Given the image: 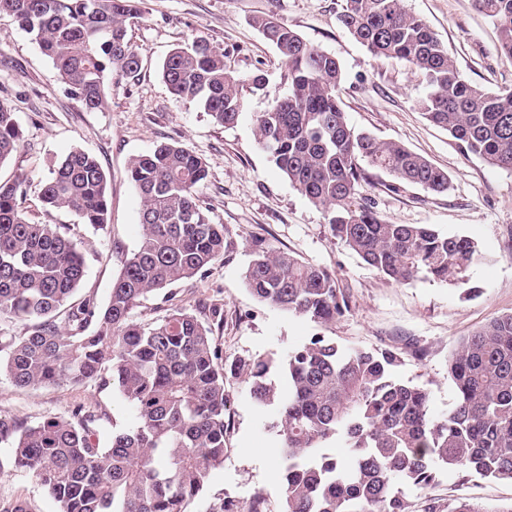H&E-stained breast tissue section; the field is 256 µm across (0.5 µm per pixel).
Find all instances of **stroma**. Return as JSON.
Masks as SVG:
<instances>
[{
    "label": "stroma",
    "instance_id": "stroma-1",
    "mask_svg": "<svg viewBox=\"0 0 512 512\" xmlns=\"http://www.w3.org/2000/svg\"><path fill=\"white\" fill-rule=\"evenodd\" d=\"M342 0H142L129 32L141 59L137 77L114 78L109 106L89 112L58 78L33 37L0 15V102L11 107L22 130L20 146L0 165V182L22 179V209L28 219L62 224L85 259L77 297L105 305L127 254L136 248L141 227L140 199L127 178L130 157L157 144L180 142L208 165L198 194L213 223L228 230L222 260L200 275L172 285V303L199 313L201 304H222L224 323L214 328L225 359L279 355L319 334L320 326L260 302L243 281L251 242L261 238L300 260L334 271L352 296L348 314L328 328L342 345L392 348L402 354V378L426 388L434 417L447 416L455 401L448 357L457 341L490 319L512 312V173L464 155L442 128L418 108L427 88L406 64L375 59L336 21ZM472 82L490 89L512 87V61L497 52L493 25L472 0H406ZM272 15L307 42L336 56L344 69L341 107L349 124L383 140L397 141L447 171L448 189L433 193L400 185L371 171L357 191L390 224H432L475 241L481 258L470 271L477 294L455 285L417 279L390 281L365 266L334 238L323 212L300 195L255 138L253 113L265 110L273 93L288 86V68L276 49L251 26L253 17ZM202 36L223 48L225 62L240 76L244 113L232 126L215 123L196 101L172 96L161 65L174 48ZM264 73L267 90L254 91L249 79ZM95 155L108 177L109 213L105 229L83 225L71 211L46 209L40 193L52 169L72 150ZM230 406L224 416L227 453L191 502L190 512H212L219 498L245 500L263 493L270 512L280 500V464L273 428L275 410L257 409L241 379L225 386ZM98 415V442L107 445L113 426L135 421L134 408L111 385L67 381L20 389L0 376V417L35 423L47 416ZM459 497L489 506L512 503V483L441 471L435 482L411 496V512L430 502ZM0 499L26 502L32 512H59L58 503L29 474L0 467Z\"/></svg>",
    "mask_w": 512,
    "mask_h": 512
}]
</instances>
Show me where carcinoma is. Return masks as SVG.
I'll list each match as a JSON object with an SVG mask.
<instances>
[{"mask_svg":"<svg viewBox=\"0 0 512 512\" xmlns=\"http://www.w3.org/2000/svg\"><path fill=\"white\" fill-rule=\"evenodd\" d=\"M498 32V52L512 61V0H473ZM138 0H0V13L32 35L59 79L89 112L108 106L112 78H134L140 58L128 35ZM338 24L374 58L408 64L429 88L419 109L468 154L512 172V88L469 81L430 26L406 0H343ZM253 26L288 66V88L253 115L256 139L292 186L324 213L332 235L362 262L396 283L424 275L468 286L480 258L465 236L431 224H387L356 200L367 168L402 184L448 190V173L396 141L355 130L339 103L343 69L273 16ZM224 49L203 37L172 50L161 66L170 93L195 100L219 124L243 114L239 78ZM15 113L0 103V163L20 146ZM127 176L138 192L141 237L113 280L103 307L73 295L84 276L82 253L63 227L39 224L19 209L22 180L0 182V319L35 323L9 341L0 360L18 388L67 380L112 384L136 411L132 426L96 440V416L47 417L30 424L0 417L9 464L28 472L60 512H187L227 451L225 383L245 376L259 410L276 407L282 465L279 512H410V493L453 469L512 482V313L462 338L448 360L456 401L448 416L430 412L423 387L400 377L394 349L343 347L324 334L285 356L228 361L209 321L171 305L151 323L135 320L141 300L208 269L224 257L227 233L198 195L208 167L178 142L133 156ZM43 205L107 224L108 181L98 159L70 152L41 190ZM244 282L260 301L328 327L351 310V295L327 268L305 263L257 238ZM346 440L350 461L326 452ZM266 499L224 498L213 512H266ZM448 512H512L448 501Z\"/></svg>","mask_w":512,"mask_h":512,"instance_id":"carcinoma-1","label":"carcinoma"}]
</instances>
